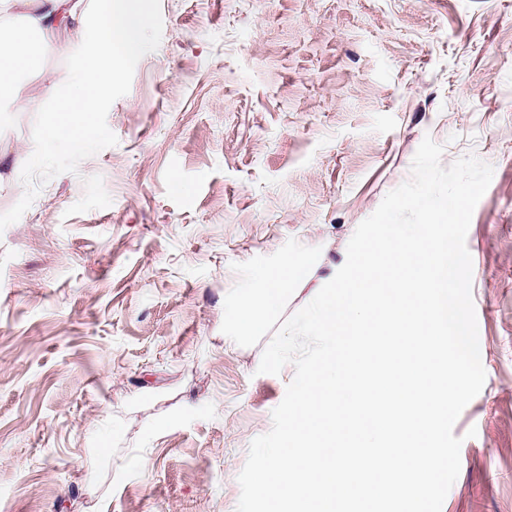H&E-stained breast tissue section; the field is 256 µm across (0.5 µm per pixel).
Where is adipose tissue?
Listing matches in <instances>:
<instances>
[{"instance_id":"obj_1","label":"adipose tissue","mask_w":512,"mask_h":512,"mask_svg":"<svg viewBox=\"0 0 512 512\" xmlns=\"http://www.w3.org/2000/svg\"><path fill=\"white\" fill-rule=\"evenodd\" d=\"M26 13L20 23L5 29L0 43V101L20 99L22 76L37 72L46 55L56 48L54 31L64 20L81 22V0H17ZM308 266L281 265L258 273L257 293L242 297L229 317L230 335L240 339L263 335L270 315L276 313L292 284L307 282Z\"/></svg>"}]
</instances>
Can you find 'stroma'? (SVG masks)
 <instances>
[{
  "label": "stroma",
  "instance_id": "1",
  "mask_svg": "<svg viewBox=\"0 0 512 512\" xmlns=\"http://www.w3.org/2000/svg\"><path fill=\"white\" fill-rule=\"evenodd\" d=\"M159 47L107 123L115 146L0 233V512H236L251 441L294 377L269 332L343 265L357 226L441 162L494 170L466 237L482 391L442 512H512V0H161ZM80 45L0 105V213L36 114ZM306 262L266 335L224 318L257 273ZM475 437H468V430Z\"/></svg>",
  "mask_w": 512,
  "mask_h": 512
}]
</instances>
